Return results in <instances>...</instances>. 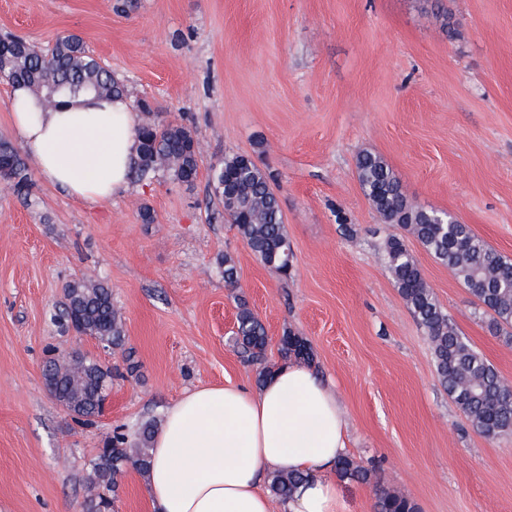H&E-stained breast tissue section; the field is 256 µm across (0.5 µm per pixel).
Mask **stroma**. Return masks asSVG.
<instances>
[{"mask_svg":"<svg viewBox=\"0 0 512 512\" xmlns=\"http://www.w3.org/2000/svg\"><path fill=\"white\" fill-rule=\"evenodd\" d=\"M114 4L0 0V35L41 47L80 36L153 119L193 131L199 174L190 186L135 180L97 208L39 179L27 199L0 181V512H82L114 427L162 420L196 386L256 388L231 342L239 296L266 327L272 364L289 332L333 382L348 454L378 477L341 480L350 512H377L381 487L419 512H512V434L477 431L440 385L381 255L402 230L382 221L355 169L359 153L382 156L412 203L453 213L512 259V0H137L127 16ZM232 153L276 177L288 278L214 196L209 168ZM407 246L452 322L512 383V338L489 327L450 268ZM78 278L110 285L138 366L113 378L88 426L43 378L52 351L123 363L53 323Z\"/></svg>","mask_w":512,"mask_h":512,"instance_id":"35a3bbf8","label":"stroma"}]
</instances>
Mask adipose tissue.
Segmentation results:
<instances>
[{
	"instance_id": "1",
	"label": "adipose tissue",
	"mask_w": 512,
	"mask_h": 512,
	"mask_svg": "<svg viewBox=\"0 0 512 512\" xmlns=\"http://www.w3.org/2000/svg\"><path fill=\"white\" fill-rule=\"evenodd\" d=\"M8 105L46 183L91 207L128 190L141 125L128 97H77L48 109L15 86ZM348 448L332 384L292 362L255 391L227 383L171 401L153 440L146 493L155 512H271L263 478L288 469L306 476L288 512H348L334 477Z\"/></svg>"
}]
</instances>
